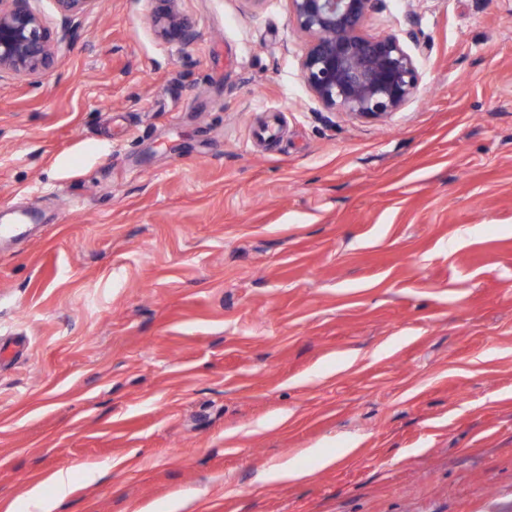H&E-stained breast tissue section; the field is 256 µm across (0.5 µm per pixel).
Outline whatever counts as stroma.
I'll list each match as a JSON object with an SVG mask.
<instances>
[{
    "instance_id": "stroma-1",
    "label": "stroma",
    "mask_w": 512,
    "mask_h": 512,
    "mask_svg": "<svg viewBox=\"0 0 512 512\" xmlns=\"http://www.w3.org/2000/svg\"><path fill=\"white\" fill-rule=\"evenodd\" d=\"M157 7L0 78V512H512V0H384L421 81L377 122L288 0ZM161 4L154 15L153 25L157 37L163 41L189 42L194 38L190 21L175 7L177 0H156Z\"/></svg>"
}]
</instances>
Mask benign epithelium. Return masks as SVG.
Here are the masks:
<instances>
[{
	"instance_id": "benign-epithelium-1",
	"label": "benign epithelium",
	"mask_w": 512,
	"mask_h": 512,
	"mask_svg": "<svg viewBox=\"0 0 512 512\" xmlns=\"http://www.w3.org/2000/svg\"><path fill=\"white\" fill-rule=\"evenodd\" d=\"M37 0H0V78L48 72L58 47L76 38L79 19L97 0H53L60 26L50 28ZM157 37L189 42L190 21L177 0H157ZM383 0H289L296 27L308 38L302 80L326 109L358 121H383L414 97L420 80L418 57L396 34H371L365 24Z\"/></svg>"
}]
</instances>
